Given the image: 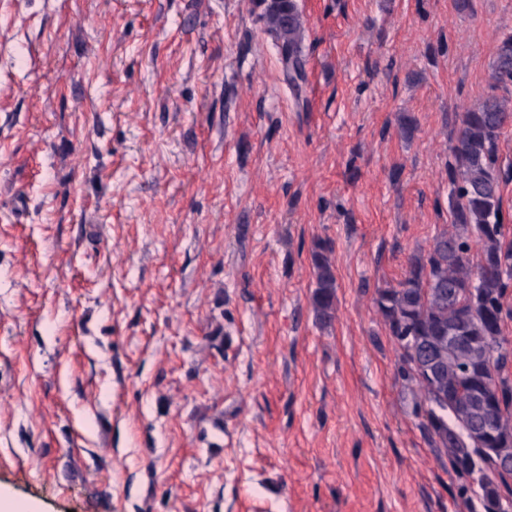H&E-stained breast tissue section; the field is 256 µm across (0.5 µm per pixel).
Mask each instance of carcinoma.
Listing matches in <instances>:
<instances>
[{"mask_svg":"<svg viewBox=\"0 0 512 512\" xmlns=\"http://www.w3.org/2000/svg\"><path fill=\"white\" fill-rule=\"evenodd\" d=\"M260 4L299 100L306 57L297 0ZM491 80L512 83V33L498 40ZM511 126L512 105L495 94L462 113L448 146L453 230L437 232L427 250L410 257L403 279L377 288L374 298L398 351L396 377L411 390L428 443L447 457L467 512L512 509V349L503 335L512 316V229L498 157L499 138ZM332 253L328 240L311 248L310 306L322 326L336 318Z\"/></svg>","mask_w":512,"mask_h":512,"instance_id":"1","label":"carcinoma"}]
</instances>
